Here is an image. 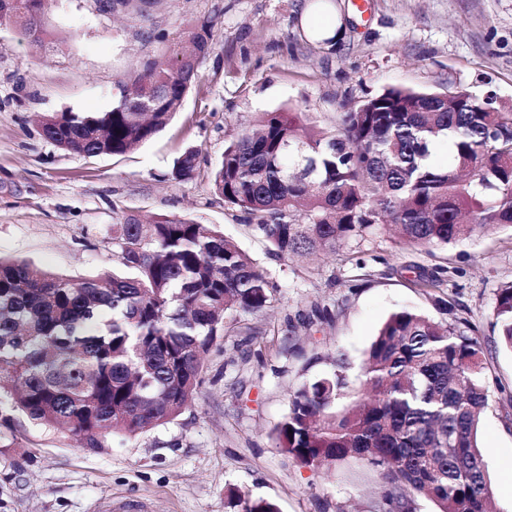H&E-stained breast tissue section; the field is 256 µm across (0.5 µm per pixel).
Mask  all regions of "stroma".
<instances>
[{"label": "stroma", "mask_w": 512, "mask_h": 512, "mask_svg": "<svg viewBox=\"0 0 512 512\" xmlns=\"http://www.w3.org/2000/svg\"><path fill=\"white\" fill-rule=\"evenodd\" d=\"M313 0H49L58 52L0 24V256L79 279L115 263L123 216L184 215L223 228L276 284L271 314L228 323L191 406L174 422L104 448L0 414V512H232L235 487L280 512H378L376 477L342 468L323 477L276 448L271 432L291 390L330 375L334 351L358 389L364 354L395 311L467 320L482 344L491 397L479 443L499 512H512V351L499 345L493 307L512 282V231L494 230L433 255L389 233L361 242L367 265L328 256L283 261L224 204L208 180L224 141L255 113L298 110L333 127L337 112L390 86L493 93L512 106V0H335L341 35L323 45L304 20ZM212 21L199 81L171 122L123 155L67 153L35 122L52 112L111 110L116 82L144 55H170L184 32ZM198 152L192 179L171 177ZM444 268L429 294L404 265ZM262 328L248 335L246 326Z\"/></svg>", "instance_id": "stroma-1"}]
</instances>
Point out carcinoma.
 Returning <instances> with one entry per match:
<instances>
[{
  "label": "carcinoma",
  "mask_w": 512,
  "mask_h": 512,
  "mask_svg": "<svg viewBox=\"0 0 512 512\" xmlns=\"http://www.w3.org/2000/svg\"><path fill=\"white\" fill-rule=\"evenodd\" d=\"M14 26L58 47L37 0H13ZM190 50L145 56L119 83L108 112L39 116L42 136L79 155H120L170 121L209 51L208 22L187 33ZM446 147L445 168L428 163ZM196 171V152L173 166ZM224 205L245 214L280 260L346 252L392 226L416 253L512 229V107L467 90L392 87L336 113L325 132L313 112H260L224 143L210 173ZM118 270L73 280L0 258V409L102 448L114 433L175 421L202 382L205 358L226 321L271 308L266 272L224 232L183 216L138 214L112 225ZM417 287L438 288L442 268L411 263ZM495 324L512 350V285L497 289ZM467 322L392 313L366 353L362 395L348 405L346 358L290 395L275 446L314 472L357 464L376 474L383 512H497L477 444L489 405L479 338ZM238 512H279L268 498L228 490Z\"/></svg>",
  "instance_id": "carcinoma-1"
}]
</instances>
